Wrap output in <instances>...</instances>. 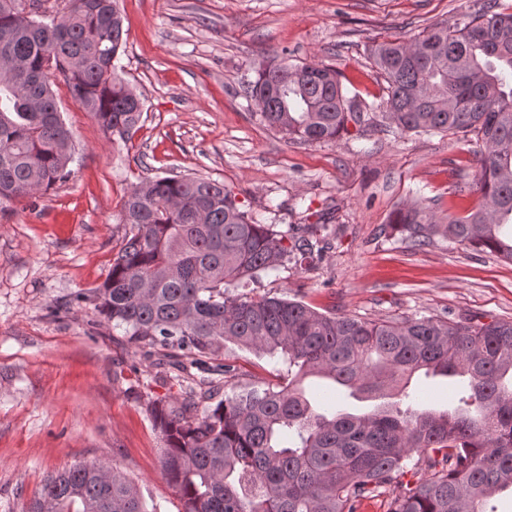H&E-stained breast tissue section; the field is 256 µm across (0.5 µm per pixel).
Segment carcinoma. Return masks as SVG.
Returning a JSON list of instances; mask_svg holds the SVG:
<instances>
[{
    "instance_id": "1",
    "label": "carcinoma",
    "mask_w": 512,
    "mask_h": 512,
    "mask_svg": "<svg viewBox=\"0 0 512 512\" xmlns=\"http://www.w3.org/2000/svg\"><path fill=\"white\" fill-rule=\"evenodd\" d=\"M41 20L25 24L22 2ZM0 0V199L45 193L70 174V139L52 89L107 132L127 136L144 104L117 71L126 44L117 0ZM370 57L387 83L369 103L347 96L342 73L322 61L275 60L248 94L262 120L292 139L332 142L374 131L473 135L479 205L436 217L413 203L393 228L422 248L440 235L512 261V5L473 0L453 24L377 43ZM130 225L106 281L77 302L93 305L138 347L161 348L167 365L211 364L215 379L182 399L148 406L166 442L163 470L183 512H357L385 490L388 512H497L512 491V321L441 316L368 319L320 311L302 301L235 294L286 263L302 265L329 245L306 224L275 231L243 212L224 183L157 177L130 188ZM233 343L282 354L288 385L254 387L198 410L238 378L224 362ZM462 377L443 411L383 403L366 413L318 411L300 386L326 378L382 398L412 377ZM25 512H157L138 482L96 463L51 475Z\"/></svg>"
}]
</instances>
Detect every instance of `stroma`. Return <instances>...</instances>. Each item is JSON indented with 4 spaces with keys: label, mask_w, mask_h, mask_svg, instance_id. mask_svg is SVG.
<instances>
[{
    "label": "stroma",
    "mask_w": 512,
    "mask_h": 512,
    "mask_svg": "<svg viewBox=\"0 0 512 512\" xmlns=\"http://www.w3.org/2000/svg\"><path fill=\"white\" fill-rule=\"evenodd\" d=\"M470 0H118L127 44L120 75L143 116L128 138L104 132L53 91L70 132L68 179L33 198L0 204V512H24L46 479L97 461L137 480L159 512H181L162 470L165 442L146 405L178 396L161 350L130 344L77 294L101 285L128 233L124 197L166 176L223 182L242 211L274 230L324 223L331 245L303 266L251 282L252 297L297 299L339 314L412 318L471 314L512 321V263L442 238L415 248L391 229L416 199L463 216L476 145L439 135L347 134L306 143L263 123L246 87L273 60L336 65L373 101L386 82L370 47L454 20ZM235 389L282 383L287 367L229 343ZM321 411H368L348 390L311 378ZM418 409H446L453 382L417 376Z\"/></svg>",
    "instance_id": "stroma-1"
}]
</instances>
